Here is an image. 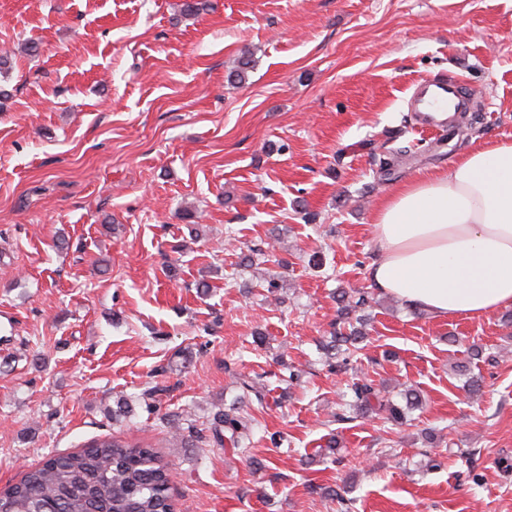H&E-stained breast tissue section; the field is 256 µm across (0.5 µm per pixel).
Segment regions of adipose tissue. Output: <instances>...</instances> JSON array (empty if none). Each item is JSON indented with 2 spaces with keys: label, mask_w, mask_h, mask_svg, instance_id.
<instances>
[{
  "label": "adipose tissue",
  "mask_w": 512,
  "mask_h": 512,
  "mask_svg": "<svg viewBox=\"0 0 512 512\" xmlns=\"http://www.w3.org/2000/svg\"><path fill=\"white\" fill-rule=\"evenodd\" d=\"M380 293L440 318H480L512 305V140L425 172L373 210Z\"/></svg>",
  "instance_id": "1"
}]
</instances>
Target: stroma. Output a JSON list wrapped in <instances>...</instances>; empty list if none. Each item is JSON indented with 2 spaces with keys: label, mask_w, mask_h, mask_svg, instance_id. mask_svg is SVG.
<instances>
[{
  "label": "stroma",
  "mask_w": 512,
  "mask_h": 512,
  "mask_svg": "<svg viewBox=\"0 0 512 512\" xmlns=\"http://www.w3.org/2000/svg\"><path fill=\"white\" fill-rule=\"evenodd\" d=\"M203 2L0 0V489L112 435L169 464L176 512H512V306L373 293L350 368L320 350L338 293L373 292L376 201L512 139V0ZM438 77L475 94L463 134L411 110ZM242 374L270 402L221 448ZM363 377L426 404L337 423ZM254 417L241 406L232 405L213 418L211 432L213 444L232 448L245 447V439L252 430Z\"/></svg>",
  "instance_id": "obj_1"
}]
</instances>
